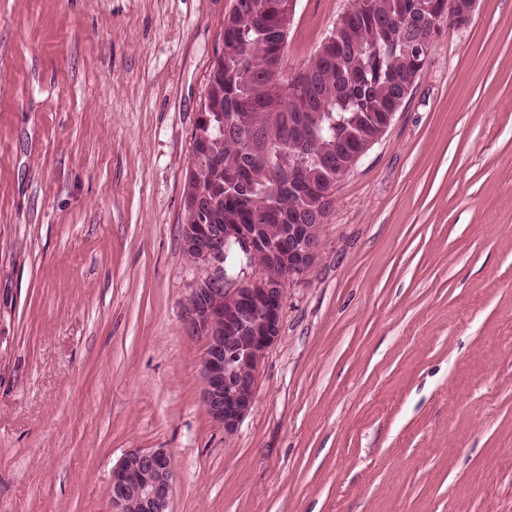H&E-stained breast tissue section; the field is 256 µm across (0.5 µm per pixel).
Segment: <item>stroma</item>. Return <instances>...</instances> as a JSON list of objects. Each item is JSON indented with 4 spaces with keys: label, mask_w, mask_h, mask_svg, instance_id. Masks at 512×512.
Here are the masks:
<instances>
[{
    "label": "stroma",
    "mask_w": 512,
    "mask_h": 512,
    "mask_svg": "<svg viewBox=\"0 0 512 512\" xmlns=\"http://www.w3.org/2000/svg\"><path fill=\"white\" fill-rule=\"evenodd\" d=\"M352 0H297L304 71ZM235 0H0V512H512V0L443 26L336 185L231 435L201 399L192 133ZM176 474L165 448H133L112 469L114 512H171Z\"/></svg>",
    "instance_id": "35a3bbf8"
}]
</instances>
